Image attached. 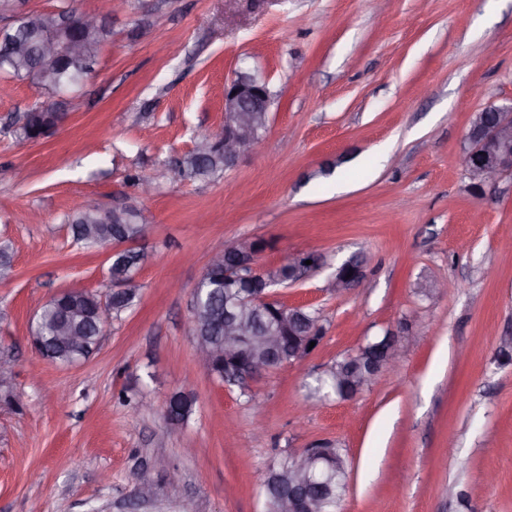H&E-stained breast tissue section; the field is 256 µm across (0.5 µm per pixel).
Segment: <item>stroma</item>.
I'll return each mask as SVG.
<instances>
[{"label": "stroma", "instance_id": "35a3bbf8", "mask_svg": "<svg viewBox=\"0 0 512 512\" xmlns=\"http://www.w3.org/2000/svg\"><path fill=\"white\" fill-rule=\"evenodd\" d=\"M94 73L68 119L23 139L49 102L29 80L0 95V512H266L273 460L320 442L347 463L341 512H512V177L487 199L461 165L474 112L512 100V0H112ZM274 94L261 150L224 174L171 181L195 135L224 123L237 73ZM148 171L144 197L130 180ZM95 204L147 218L134 306L64 366L32 345L40 307L106 294L112 245L72 240ZM227 237L260 238L259 266L315 254L275 287L318 310L301 360L227 385L197 363L193 290ZM355 256L365 280H329ZM425 280H444L438 297ZM403 325L400 365L353 398L307 399L336 360ZM189 389V418L168 398ZM181 479L170 483V471ZM466 493L449 496V486Z\"/></svg>", "mask_w": 512, "mask_h": 512}]
</instances>
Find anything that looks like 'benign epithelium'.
<instances>
[{
    "label": "benign epithelium",
    "instance_id": "7a95c632",
    "mask_svg": "<svg viewBox=\"0 0 512 512\" xmlns=\"http://www.w3.org/2000/svg\"><path fill=\"white\" fill-rule=\"evenodd\" d=\"M112 10V0H101L95 14H84L82 24L92 30L103 23ZM85 47L67 38L66 25H52L41 39V63L39 74L64 56H80ZM272 97L266 82L257 80L247 73H239L224 87V125L208 131L207 138L198 143L204 150L215 138L224 139V168L236 167L241 159L255 154L262 143L265 127L257 124V118L247 119V112H267ZM461 164L469 188L481 200L489 196L505 176H512V102L491 104L480 110L465 136ZM251 240L226 239L216 247L209 262L220 263L231 257L234 264L226 266L224 281L239 288H249L254 280L263 282L264 288L247 293L227 310L224 317V344H195L198 360L204 369L209 366L217 353L224 352V360L234 357L240 365L230 371L232 380L246 384L277 369L276 356L280 350L279 330L272 329L261 337L262 352L253 350V338L249 336L248 325L237 318V309L250 306L263 308L276 301L272 288L275 283L265 278V269L259 268L251 258ZM364 281L363 266L346 263L336 272L331 281V290L342 295L359 287ZM405 329L394 327L385 334L364 345L360 352L381 353L375 372L369 375L368 384L376 382L384 372L398 363L399 343ZM327 455L321 446L304 448L297 453L295 470L296 489L281 504L282 512H314L316 497L310 492L312 477L317 468L326 465Z\"/></svg>",
    "mask_w": 512,
    "mask_h": 512
}]
</instances>
